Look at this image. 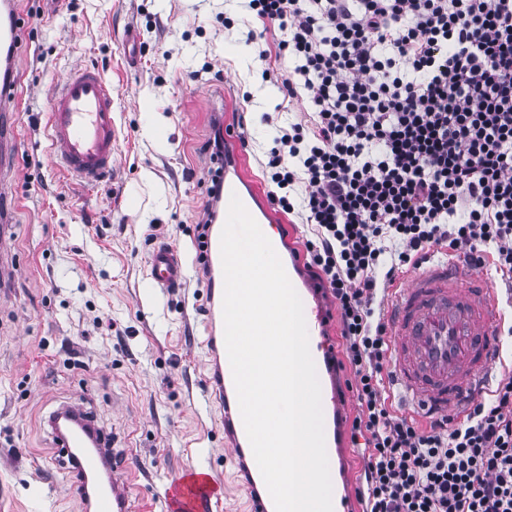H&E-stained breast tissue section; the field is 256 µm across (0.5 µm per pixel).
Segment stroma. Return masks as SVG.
Masks as SVG:
<instances>
[{
  "label": "stroma",
  "mask_w": 512,
  "mask_h": 512,
  "mask_svg": "<svg viewBox=\"0 0 512 512\" xmlns=\"http://www.w3.org/2000/svg\"><path fill=\"white\" fill-rule=\"evenodd\" d=\"M20 98L0 112L18 148L0 179V512H83L49 426L88 414L128 479L132 512H162L185 469L212 466L226 493L212 512H248L218 404L205 396L204 287L190 271L157 290L161 243L194 257L214 113L243 129L259 184L274 137L305 113L264 71L288 73L277 26L247 0H21ZM37 16H29V9ZM232 26H225V19ZM140 50L127 57L124 36ZM97 68L118 115L117 163L101 184L66 177L50 154L52 86ZM153 174L140 178L142 170Z\"/></svg>",
  "instance_id": "1"
}]
</instances>
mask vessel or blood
I'll return each instance as SVG.
<instances>
[{
  "mask_svg": "<svg viewBox=\"0 0 512 512\" xmlns=\"http://www.w3.org/2000/svg\"><path fill=\"white\" fill-rule=\"evenodd\" d=\"M22 25L18 0H0V110L17 97ZM46 121L62 172L91 186L111 173L119 132L112 88L97 70L87 68L66 76L48 100ZM220 136L224 156L216 162L218 201L210 207L209 226L196 249L203 255L212 281L205 299L208 392L224 411V434L235 463L245 465L248 473L256 476L260 470L252 459L225 346L222 227L218 219L235 195L258 225L276 228L273 247L287 242L288 226L264 191L248 177L247 155L239 136L225 130ZM470 269L464 256L430 253L408 281L391 293L387 313L391 381L402 402L423 418L466 414L470 404L489 391L501 359L502 301L491 282L471 275ZM188 270L186 258L177 249L167 244L153 248L149 259L152 287L167 289L180 284ZM285 271L302 300L310 352L323 376L322 409L332 416L336 430L344 431L346 393L337 381L338 355L327 341L329 319L321 287L305 275L299 261L286 265ZM61 445L81 451L71 462L67 480L82 493L86 512H131L127 485L114 474L108 456L88 447L82 431H73ZM223 491L209 467H192L166 492V512H204L221 500Z\"/></svg>",
  "mask_w": 512,
  "mask_h": 512,
  "instance_id": "obj_1",
  "label": "vessel or blood"
}]
</instances>
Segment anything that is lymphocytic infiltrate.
<instances>
[{"mask_svg":"<svg viewBox=\"0 0 512 512\" xmlns=\"http://www.w3.org/2000/svg\"><path fill=\"white\" fill-rule=\"evenodd\" d=\"M277 24L307 120L273 140L270 198L341 323L363 438L361 512H512V374L463 420L396 413L386 292L449 248L512 288V0H249Z\"/></svg>","mask_w":512,"mask_h":512,"instance_id":"1","label":"lymphocytic infiltrate"}]
</instances>
